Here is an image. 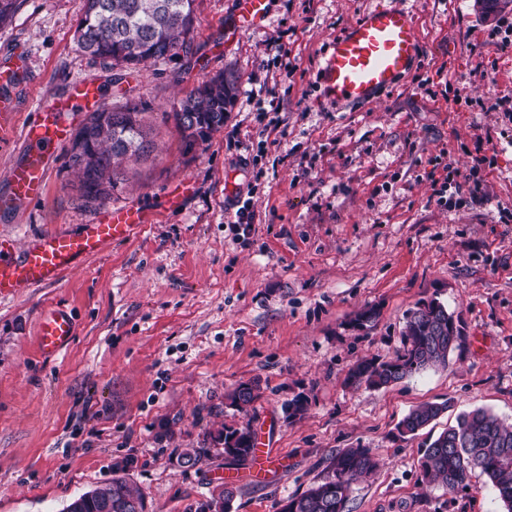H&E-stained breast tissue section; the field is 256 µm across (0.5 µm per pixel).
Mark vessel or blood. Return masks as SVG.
I'll list each match as a JSON object with an SVG mask.
<instances>
[{"label":"vessel or blood","instance_id":"obj_1","mask_svg":"<svg viewBox=\"0 0 512 512\" xmlns=\"http://www.w3.org/2000/svg\"><path fill=\"white\" fill-rule=\"evenodd\" d=\"M267 0H237L234 29L259 24L267 15ZM421 48L414 14L402 0L393 6L364 14L345 33L333 38L316 78L324 97L335 104L368 105L396 86L415 64ZM98 87L82 83L72 99L51 105L42 121L30 126L24 137L29 155L26 165L11 173L12 198L0 200V207L13 201L40 198L46 184L44 155L62 146L69 130L60 113L97 98ZM146 215L133 207L116 208L78 232L43 235L24 252H16L11 239L0 238V297L17 296L27 288L58 281L74 261L97 253L105 245L127 239ZM75 333V321L63 310L44 314L39 321L37 345L42 354L58 353Z\"/></svg>","mask_w":512,"mask_h":512}]
</instances>
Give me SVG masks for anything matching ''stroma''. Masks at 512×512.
I'll use <instances>...</instances> for the list:
<instances>
[{
  "instance_id": "1",
  "label": "stroma",
  "mask_w": 512,
  "mask_h": 512,
  "mask_svg": "<svg viewBox=\"0 0 512 512\" xmlns=\"http://www.w3.org/2000/svg\"><path fill=\"white\" fill-rule=\"evenodd\" d=\"M391 2L270 0L265 21L232 38L235 0H194L189 54L132 70L79 48V0H21L0 26L12 75L0 87V197L28 160L27 127L78 83L99 85V106L144 110L156 143L110 199L84 203L62 148L40 199L0 209V236L20 250L124 205L152 216L57 283L0 299V512H64L119 471L149 512L222 505L223 483L230 512H281L358 445L379 466L354 483L349 512H504L485 476L450 492L421 458L462 412L512 424V119L495 107L512 101V47H497V21L475 0H406L417 66L372 104H330L316 80L329 41ZM228 71L239 92L223 127L187 148L180 98ZM449 162L482 203L436 202ZM185 182L192 195L171 208ZM240 199L255 214L246 229L233 222ZM433 299L465 336L447 367L382 389L347 383L358 361L402 350L407 313ZM367 307L379 316L358 328ZM50 309L76 331L46 359L36 337ZM252 380L258 399L232 406L227 393ZM299 396L305 411L289 415ZM426 402L448 408L400 435ZM247 424L285 458L252 481L250 461L210 439ZM186 448L202 460L182 463Z\"/></svg>"
}]
</instances>
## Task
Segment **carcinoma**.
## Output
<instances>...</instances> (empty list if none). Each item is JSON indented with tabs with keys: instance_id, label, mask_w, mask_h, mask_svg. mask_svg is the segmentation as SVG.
Returning a JSON list of instances; mask_svg holds the SVG:
<instances>
[{
	"instance_id": "1",
	"label": "carcinoma",
	"mask_w": 512,
	"mask_h": 512,
	"mask_svg": "<svg viewBox=\"0 0 512 512\" xmlns=\"http://www.w3.org/2000/svg\"><path fill=\"white\" fill-rule=\"evenodd\" d=\"M76 29L79 48L93 58L135 67L149 60L171 59L187 50L194 23L193 0H80ZM238 92L237 78L220 73L205 78L179 103L175 117L186 146L191 148L224 126L226 112ZM156 145L136 108H103L90 113L73 134L71 167L78 172L79 191L92 204L124 183L120 166L150 155ZM404 349L393 359L358 362L348 382L369 389L388 387L401 380L448 366L463 336L459 319L431 300L406 317ZM259 382L241 383L229 395L231 405L246 409L258 396ZM447 403H424L412 408L399 422L401 434L414 435L428 426ZM224 453L246 460L252 456L256 433L246 425L213 437ZM377 461L367 448H346L331 459L326 475L314 487L288 499V512H346L353 483L373 472ZM421 467L426 478L455 491L466 485L478 469L496 489L503 507L512 512V426L496 415L476 408L459 415L455 425L431 441ZM140 512L147 504L123 476L74 499V512Z\"/></svg>"
}]
</instances>
